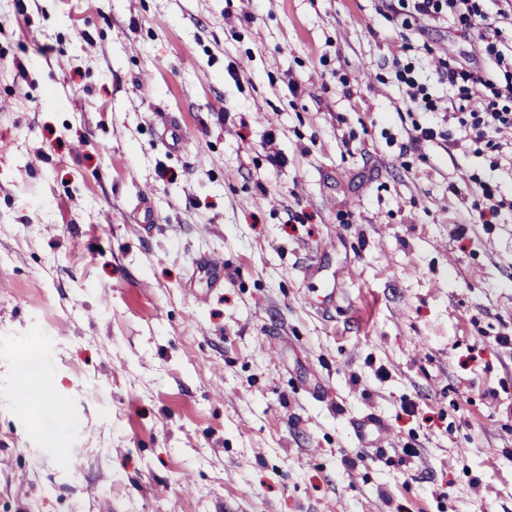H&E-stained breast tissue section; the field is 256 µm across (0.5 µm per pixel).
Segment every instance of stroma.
<instances>
[{"instance_id":"35a3bbf8","label":"stroma","mask_w":512,"mask_h":512,"mask_svg":"<svg viewBox=\"0 0 512 512\" xmlns=\"http://www.w3.org/2000/svg\"><path fill=\"white\" fill-rule=\"evenodd\" d=\"M396 3L0 0V512H512V170ZM394 67L395 79L407 87L411 104L423 112L441 114L437 112L438 106L429 92L428 83L421 81L415 63L408 60L402 61L398 58L394 61ZM415 135L411 138L410 146H415L421 142H427V141H433L439 138H443L444 140L450 136L449 129L443 130L442 124L438 121L435 122L433 125H420L415 124L414 126ZM448 141L456 146V143L458 145L457 140H451L448 138ZM352 425L360 442L379 440L384 433L383 425L373 417L357 419Z\"/></svg>"}]
</instances>
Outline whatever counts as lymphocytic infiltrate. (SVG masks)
<instances>
[{"label":"lymphocytic infiltrate","instance_id":"lymphocytic-infiltrate-1","mask_svg":"<svg viewBox=\"0 0 512 512\" xmlns=\"http://www.w3.org/2000/svg\"><path fill=\"white\" fill-rule=\"evenodd\" d=\"M485 0H399L410 27L418 19L448 18L461 32L478 33L481 64L449 63L439 59L435 75L439 83L456 88L457 105L442 114V122L415 125L412 144L448 138L449 127L465 139L496 151L498 161L512 167V155L502 154L500 139L512 135V45L500 38L497 17L490 15Z\"/></svg>","mask_w":512,"mask_h":512}]
</instances>
